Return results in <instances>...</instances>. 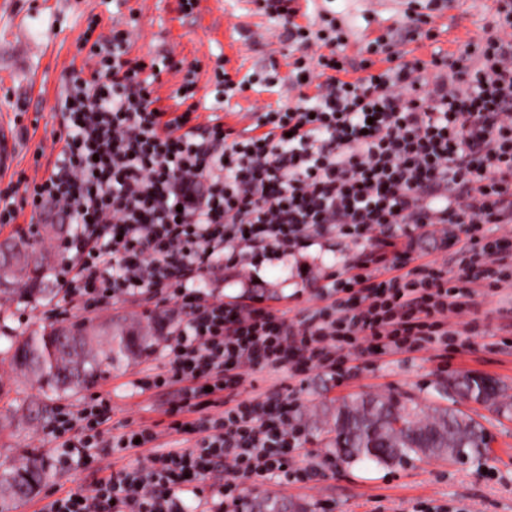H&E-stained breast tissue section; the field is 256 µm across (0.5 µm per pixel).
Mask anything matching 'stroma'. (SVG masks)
I'll use <instances>...</instances> for the list:
<instances>
[{
  "instance_id": "35a3bbf8",
  "label": "stroma",
  "mask_w": 512,
  "mask_h": 512,
  "mask_svg": "<svg viewBox=\"0 0 512 512\" xmlns=\"http://www.w3.org/2000/svg\"><path fill=\"white\" fill-rule=\"evenodd\" d=\"M494 10L493 0H450L428 27L416 28L417 7L410 0H306L296 21L322 27L327 16L336 17L345 33L343 53L349 70L362 60L380 62L381 53L369 52L377 36L391 34L402 60L431 61L434 56L461 54L466 43L482 42ZM99 32L112 25L135 27L130 54L134 57L172 55L184 65L197 66V113L217 114L235 130L248 126V113L286 103L288 89L280 80L288 76V33L265 7V0H197L193 12H184L181 0H0V115L16 130L19 153L12 168L0 174V192L9 191L21 174H32L36 150L47 149L59 128L54 107L61 76L86 54L83 36L90 20ZM223 64L233 79L262 75L261 84L225 100L216 92L213 69ZM399 247L392 259L415 266L418 259L447 263L456 274L460 256L439 231L415 230L402 224L392 229ZM374 243L343 235L319 238L305 248L287 250L256 266H221L207 273L201 287L213 297L247 303L255 299L285 311L296 321L318 307L316 295L329 275L344 277L349 265L374 251ZM50 293L31 304L0 305V415L19 402L43 411L38 423L0 429V464L19 462L22 453L38 450L49 469L48 480L28 499L25 512H45L56 497L89 489L92 481L121 465L145 461L148 449L137 448L124 459L100 456L90 464L61 470L51 453L50 432L58 408L77 407L96 396L112 405V430L150 425L163 417L175 400L174 388L139 393L138 374L168 371L170 358L163 341L179 325L167 307L139 296L112 300L103 311L67 312L70 321L105 324L120 320L132 326L156 329L159 340L151 351L109 371L88 389L58 397L43 394L19 376L2 351L11 336L39 332L57 322L62 303L56 279L46 283ZM464 319L467 335L449 340L438 349L403 351L383 355L352 354L349 373L331 376L314 369L301 378L288 370H254L242 393L250 398L273 385L289 384L292 422L303 431L305 448L291 462L287 474L262 482L245 481L242 502L271 495L306 505L310 512H512V414L501 415L487 407L460 402L459 407L479 420L490 437V447L480 458L456 463L411 458L380 465L372 461L341 462L327 446L325 408L361 394L395 395L438 406L448 403V380L463 373L494 377L512 391V283L499 288L476 286L475 304ZM311 479H302L304 470Z\"/></svg>"
}]
</instances>
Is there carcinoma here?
Returning <instances> with one entry per match:
<instances>
[{
	"label": "carcinoma",
	"instance_id": "cac0c4a2",
	"mask_svg": "<svg viewBox=\"0 0 512 512\" xmlns=\"http://www.w3.org/2000/svg\"><path fill=\"white\" fill-rule=\"evenodd\" d=\"M41 230L27 242L31 261H0V300L27 302L43 292L39 285L49 274L51 254L43 253ZM78 336L60 337L52 325L40 332L19 334L5 350L11 364L42 391L57 394L94 383L103 368H117L131 355L152 348L151 337L121 323L96 326L72 323ZM452 389L466 400L476 396L479 384L470 375L455 379ZM331 444L338 456L351 463L368 459L393 464L411 456L460 459L480 457L489 448L485 427L455 407L426 410L394 397L359 396L336 407L328 420ZM49 477L44 465L28 456L20 465L0 470V512H14ZM276 497L252 503L249 512H288Z\"/></svg>",
	"mask_w": 512,
	"mask_h": 512
}]
</instances>
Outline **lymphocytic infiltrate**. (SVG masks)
Segmentation results:
<instances>
[{"instance_id": "lymphocytic-infiltrate-1", "label": "lymphocytic infiltrate", "mask_w": 512, "mask_h": 512, "mask_svg": "<svg viewBox=\"0 0 512 512\" xmlns=\"http://www.w3.org/2000/svg\"><path fill=\"white\" fill-rule=\"evenodd\" d=\"M295 0H272L296 57L294 103L257 113L242 132L219 116L195 123V83L178 111L154 85L171 57L130 55L132 33L97 38L85 66L62 80L60 132L50 169L20 178L22 196L0 195V223L21 213L70 225L56 271L66 309L95 311L120 295L162 294L187 320L169 339L168 373L137 379L140 390L176 385L170 430H193L191 446L160 450L155 427L112 432L108 399L61 412L57 460L152 448L146 464L98 478L86 492L55 498L47 512H185L181 493H211L227 512L239 482L285 471L300 430L279 390L240 399L250 370H339L341 352L367 342L375 353L437 348L476 284L499 285V241L485 224H512V0H498L492 32L456 61L403 62L344 79L334 38L298 24ZM395 224L463 229L462 284L446 265L409 270L390 262ZM339 233L379 242L382 282L358 272L323 285L321 304L296 322L268 306L209 299L204 274L236 257H258ZM192 421H184V414Z\"/></svg>"}]
</instances>
